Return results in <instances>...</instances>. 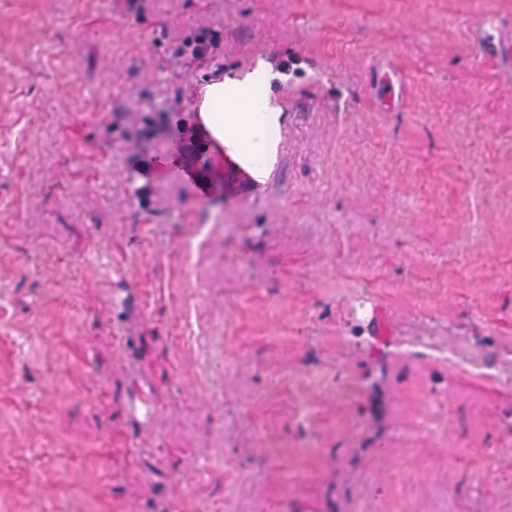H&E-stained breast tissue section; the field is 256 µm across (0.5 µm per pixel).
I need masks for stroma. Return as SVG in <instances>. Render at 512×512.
<instances>
[{"instance_id": "1", "label": "stroma", "mask_w": 512, "mask_h": 512, "mask_svg": "<svg viewBox=\"0 0 512 512\" xmlns=\"http://www.w3.org/2000/svg\"><path fill=\"white\" fill-rule=\"evenodd\" d=\"M509 40L512 0H0V512H512ZM260 66L258 192L156 168L152 111Z\"/></svg>"}]
</instances>
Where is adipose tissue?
<instances>
[{
	"instance_id": "ef3b65f1",
	"label": "adipose tissue",
	"mask_w": 512,
	"mask_h": 512,
	"mask_svg": "<svg viewBox=\"0 0 512 512\" xmlns=\"http://www.w3.org/2000/svg\"><path fill=\"white\" fill-rule=\"evenodd\" d=\"M268 84L267 72L258 69L245 80L208 86L200 105L205 128L221 152L257 184L267 181L276 161L281 112L270 106L252 112L248 106Z\"/></svg>"
}]
</instances>
